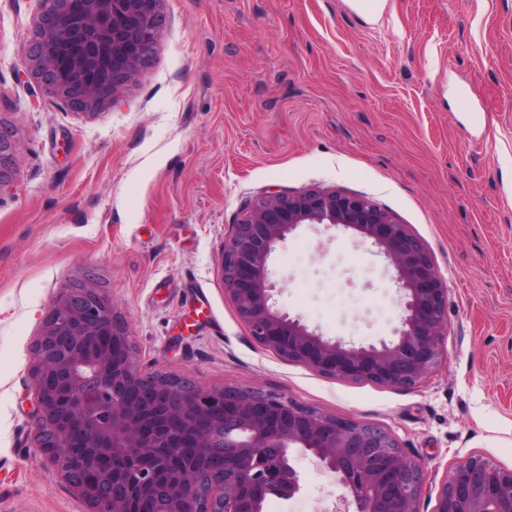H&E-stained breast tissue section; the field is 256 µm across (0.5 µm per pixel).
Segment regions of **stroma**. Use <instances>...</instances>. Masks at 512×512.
Masks as SVG:
<instances>
[{"label":"stroma","mask_w":512,"mask_h":512,"mask_svg":"<svg viewBox=\"0 0 512 512\" xmlns=\"http://www.w3.org/2000/svg\"><path fill=\"white\" fill-rule=\"evenodd\" d=\"M140 81L92 114L27 65L38 0H0V512H88L34 446L32 346L75 285L111 301L142 373L284 397L380 427L428 485L473 456L512 469V0H162ZM364 196L447 288L437 365L392 387L256 343L224 291L232 224L270 192ZM274 306L324 338L390 341L401 292L370 242L304 224L269 261ZM264 512H331L306 454ZM10 137L7 132L0 129V189L10 180L18 152Z\"/></svg>","instance_id":"1"}]
</instances>
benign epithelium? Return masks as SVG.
Segmentation results:
<instances>
[{"instance_id": "1", "label": "benign epithelium", "mask_w": 512, "mask_h": 512, "mask_svg": "<svg viewBox=\"0 0 512 512\" xmlns=\"http://www.w3.org/2000/svg\"><path fill=\"white\" fill-rule=\"evenodd\" d=\"M162 0H41L28 54L47 93L89 113L137 82L163 32ZM18 148L0 128V187ZM302 224L368 239L403 293L394 339L348 346L274 308L269 258ZM225 293L260 345L332 377L409 387L438 363L447 288L406 225L357 195L307 189L261 198L225 236ZM31 377L37 448L90 512H263L292 497V453L309 454L344 493L334 512H418L420 464L379 427L281 396L145 377L112 303L86 286L67 290L44 318ZM434 512H512V469L480 457L442 481Z\"/></svg>"}]
</instances>
